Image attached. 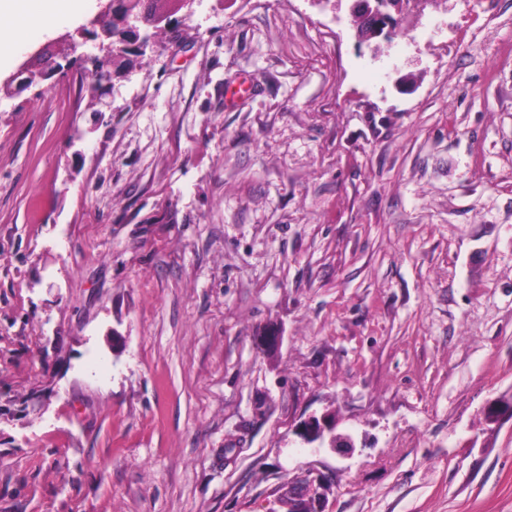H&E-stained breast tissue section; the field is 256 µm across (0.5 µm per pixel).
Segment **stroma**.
I'll return each instance as SVG.
<instances>
[{
    "label": "stroma",
    "mask_w": 512,
    "mask_h": 512,
    "mask_svg": "<svg viewBox=\"0 0 512 512\" xmlns=\"http://www.w3.org/2000/svg\"><path fill=\"white\" fill-rule=\"evenodd\" d=\"M352 7L195 0L111 110L88 43L0 102V512H512V0ZM370 1L374 0H355L358 12L363 15L364 27L379 34L386 30V33L391 35V22L387 18V13L379 5L371 6Z\"/></svg>",
    "instance_id": "stroma-1"
}]
</instances>
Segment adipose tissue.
I'll return each instance as SVG.
<instances>
[{
	"label": "adipose tissue",
	"mask_w": 512,
	"mask_h": 512,
	"mask_svg": "<svg viewBox=\"0 0 512 512\" xmlns=\"http://www.w3.org/2000/svg\"><path fill=\"white\" fill-rule=\"evenodd\" d=\"M94 0H0V68L33 42L79 21Z\"/></svg>",
	"instance_id": "obj_1"
}]
</instances>
